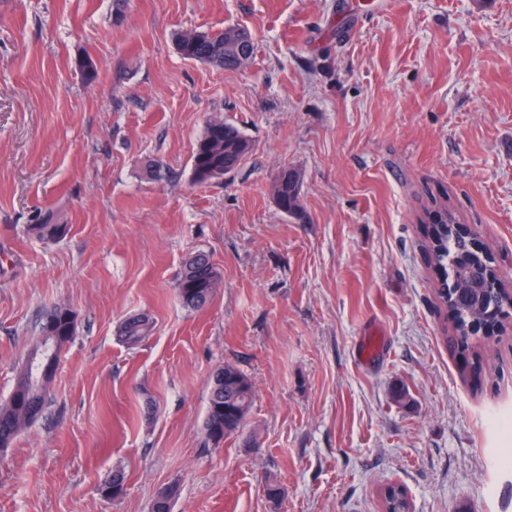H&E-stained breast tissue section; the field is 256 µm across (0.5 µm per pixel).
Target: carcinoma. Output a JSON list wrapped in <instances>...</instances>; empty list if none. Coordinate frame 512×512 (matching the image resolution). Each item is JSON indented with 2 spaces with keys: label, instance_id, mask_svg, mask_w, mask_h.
Wrapping results in <instances>:
<instances>
[{
  "label": "carcinoma",
  "instance_id": "obj_1",
  "mask_svg": "<svg viewBox=\"0 0 512 512\" xmlns=\"http://www.w3.org/2000/svg\"><path fill=\"white\" fill-rule=\"evenodd\" d=\"M244 30L226 26L216 31H178L173 37L175 50L184 59L211 64L224 69L241 67L253 54L251 40L244 39ZM252 151L251 141L240 129L227 121L211 120L197 140L193 151V176L199 184L209 183L214 175L235 171ZM300 174L282 168L274 181L275 203L286 215L306 218L300 199ZM440 221L428 238V258L442 272L440 298L453 314L455 330L465 334L470 325H482L491 319L500 325L512 307V297L494 294L486 276V265L493 261L490 251L473 252L467 237L455 225L457 214L444 206L437 210ZM66 224L53 222L50 213L39 214L35 223L25 227L28 237L47 243L64 237ZM221 276L208 255L198 252L182 263L177 279V297L183 307L201 310L209 304ZM153 322L144 314L127 318L120 328L122 340L129 346L139 344L152 330ZM75 332V316L66 306H56L43 315L42 336L35 346L30 362L19 374L8 399L0 403V448H8L25 429L44 414L48 404V387L37 382L43 347L55 346L60 355ZM254 389L249 377L231 363L214 371L209 382V397L204 424L206 439L215 445L244 429L253 401ZM124 473L117 470L106 477L100 492L117 497L123 491Z\"/></svg>",
  "mask_w": 512,
  "mask_h": 512
}]
</instances>
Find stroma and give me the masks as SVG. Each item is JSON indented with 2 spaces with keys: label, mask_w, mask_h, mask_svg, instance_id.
Returning a JSON list of instances; mask_svg holds the SVG:
<instances>
[{
  "label": "stroma",
  "mask_w": 512,
  "mask_h": 512,
  "mask_svg": "<svg viewBox=\"0 0 512 512\" xmlns=\"http://www.w3.org/2000/svg\"><path fill=\"white\" fill-rule=\"evenodd\" d=\"M227 25L253 38L240 68L174 48ZM214 117L253 149L201 186ZM285 166L310 223L273 199ZM437 204L512 293V0H0V401L44 312L75 315L49 412L0 450V512H153L169 487L170 512H383L391 483L413 512H512V318L453 343L421 222ZM41 210L68 235L27 237ZM199 251L222 281L192 311L175 285ZM139 313L155 327L131 349ZM227 361L255 396L216 446ZM152 327L153 322L147 315L136 314L123 322L120 336L127 345L134 346L150 334ZM253 396L251 380L235 365L224 363V367L214 371L209 382L204 424L206 439L219 445L224 438L241 433Z\"/></svg>",
  "instance_id": "obj_1"
}]
</instances>
